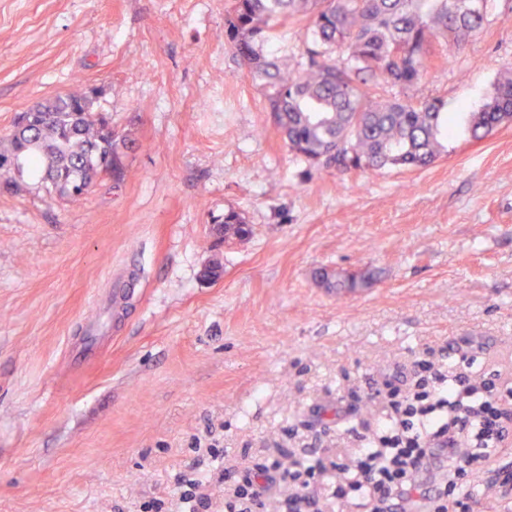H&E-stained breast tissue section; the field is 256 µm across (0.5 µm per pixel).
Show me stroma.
I'll return each mask as SVG.
<instances>
[{
    "instance_id": "1",
    "label": "stroma",
    "mask_w": 512,
    "mask_h": 512,
    "mask_svg": "<svg viewBox=\"0 0 512 512\" xmlns=\"http://www.w3.org/2000/svg\"><path fill=\"white\" fill-rule=\"evenodd\" d=\"M232 7L0 0V140L16 113L92 87L137 143L121 184L101 175L80 206L0 183V512H180L181 475L208 476L224 512L223 468L356 447L382 414L370 383L464 338L473 375L512 386V124L453 132L423 170L310 171L234 57ZM437 50L408 95L453 121L512 69V0ZM228 208L252 235L216 249ZM347 271L369 287L319 279ZM97 311L107 336L74 364Z\"/></svg>"
}]
</instances>
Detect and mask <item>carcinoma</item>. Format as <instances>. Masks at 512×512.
<instances>
[{"label":"carcinoma","mask_w":512,"mask_h":512,"mask_svg":"<svg viewBox=\"0 0 512 512\" xmlns=\"http://www.w3.org/2000/svg\"><path fill=\"white\" fill-rule=\"evenodd\" d=\"M487 0H234L224 31L234 55L265 95L263 111L289 152L316 172L422 169L445 152L451 125L439 99L385 98L387 84L409 89L422 78L435 44L469 43L482 28ZM303 21L306 63L288 70V57L263 47L277 24ZM347 51L339 60L334 54ZM96 90L57 97L24 113L0 150V176L20 187L24 177L49 181L48 190L82 203L102 163L119 158L126 139L93 109ZM512 121V70L475 112L463 115L470 138L479 140ZM235 209L224 212L213 247L244 241L251 231ZM366 277L338 276L327 287L353 293Z\"/></svg>","instance_id":"cac0c4a2"}]
</instances>
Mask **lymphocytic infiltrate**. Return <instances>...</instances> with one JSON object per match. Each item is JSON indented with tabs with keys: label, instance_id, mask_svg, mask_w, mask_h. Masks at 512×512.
<instances>
[{
	"label": "lymphocytic infiltrate",
	"instance_id": "obj_1",
	"mask_svg": "<svg viewBox=\"0 0 512 512\" xmlns=\"http://www.w3.org/2000/svg\"><path fill=\"white\" fill-rule=\"evenodd\" d=\"M468 343L448 348L447 371L411 374L397 368L382 382L394 401L372 440L330 460L274 463L236 484L225 512H265L271 494L288 488V512L316 506L314 486L327 488L332 512H474L470 489L484 478L501 497L512 496V463L490 460L512 438L504 419L512 387L502 390L495 372L472 385L461 366L474 363Z\"/></svg>",
	"mask_w": 512,
	"mask_h": 512
}]
</instances>
